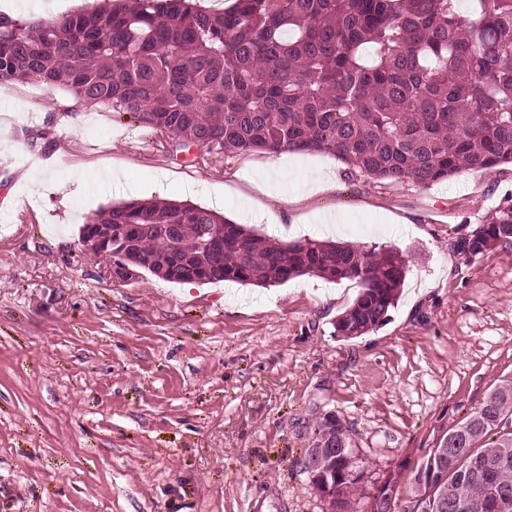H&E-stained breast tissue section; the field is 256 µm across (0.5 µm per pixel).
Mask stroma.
<instances>
[{"mask_svg":"<svg viewBox=\"0 0 512 512\" xmlns=\"http://www.w3.org/2000/svg\"><path fill=\"white\" fill-rule=\"evenodd\" d=\"M46 128L52 143L31 144ZM510 193V166L422 188L347 178L329 154L174 160L130 116L0 84V512H322L301 460L328 412L360 455L359 512L388 479L406 494L418 460L512 380V242L472 260L452 247ZM136 195L246 214L282 242L325 238L318 219L335 217V241L406 259L398 303L346 339L351 281L118 280L80 231Z\"/></svg>","mask_w":512,"mask_h":512,"instance_id":"1","label":"stroma"}]
</instances>
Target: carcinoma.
I'll list each match as a JSON object with an SVG mask.
<instances>
[{
  "mask_svg": "<svg viewBox=\"0 0 512 512\" xmlns=\"http://www.w3.org/2000/svg\"><path fill=\"white\" fill-rule=\"evenodd\" d=\"M234 0L219 13L193 0L107 2L48 20L0 16V82H35L128 114L165 136L169 157L192 146L220 161L251 153H328L348 176L427 188L465 171L512 165V0ZM94 232L164 280L269 287L312 275L361 286L336 319L354 338L394 306L406 261L393 248L309 239L282 243L219 212L174 200H132L99 211ZM224 225V252L200 229ZM512 242V196L452 246L468 259ZM303 472L326 512H351L364 473L347 429L323 415ZM512 483V380L495 386L417 462L407 496L433 490L492 512L494 483Z\"/></svg>",
  "mask_w": 512,
  "mask_h": 512,
  "instance_id": "1",
  "label": "carcinoma"
}]
</instances>
